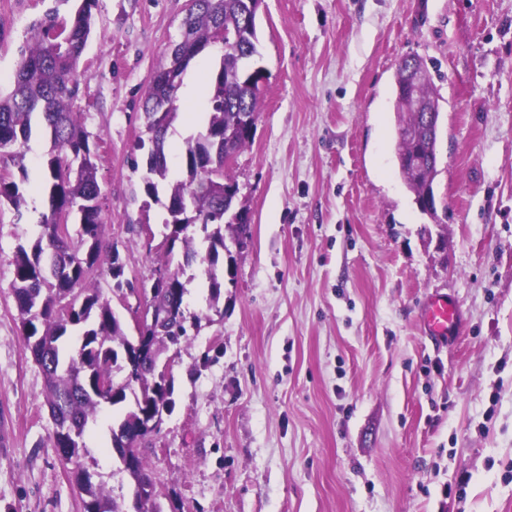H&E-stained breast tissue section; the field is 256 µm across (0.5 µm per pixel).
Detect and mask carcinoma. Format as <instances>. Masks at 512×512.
<instances>
[{
  "instance_id": "1",
  "label": "carcinoma",
  "mask_w": 512,
  "mask_h": 512,
  "mask_svg": "<svg viewBox=\"0 0 512 512\" xmlns=\"http://www.w3.org/2000/svg\"><path fill=\"white\" fill-rule=\"evenodd\" d=\"M98 0H78L74 13L61 17L48 9L32 25L34 43L21 51L13 76V88L0 94V162L9 160L21 172L20 181L0 176V206L21 212L26 205L22 185L27 181L24 154L17 146L31 135L34 115L39 114L50 137L51 149L44 163L48 189V212L42 214L40 232L29 248L21 245L14 256L13 296L23 331L25 347L46 378L45 404L55 429L54 448H67L66 459L78 462L86 451L84 433L96 420L102 405L122 406L133 396V407L112 430V447L130 463L123 467L133 483L150 479L140 445L146 438L142 427L152 412H172L173 386L144 369L147 360L159 357L168 345L187 335L182 309L186 293L182 276L198 262L208 289V305L219 310L224 296V278L218 274L226 236L250 234L249 218L224 223V208H232L238 185L224 166V149L236 154L252 140L243 114H258L261 89L248 84L257 67L256 17L246 19L245 0H196L182 26L187 39L179 65L167 80L151 79L143 101L150 132L139 147L147 149L143 184L150 197H158L167 180L166 143L179 105L178 90L190 63L218 35L224 24L227 45L211 71L210 112L205 128L185 141V175L167 185L171 208L166 226L168 249L165 269L157 270L145 297L148 322L140 336L130 338L116 317L109 300L92 286L104 248L99 200L101 188L94 159L80 161L91 153L89 135L79 113L73 109L80 79L77 64L92 29L93 9ZM62 28V39H48L51 29ZM421 96L430 109L407 111L401 96L395 98L397 112L394 153L399 172L414 195L418 209L437 217L433 182L438 174L437 132L440 107L430 74H425ZM76 213L77 237L59 233L56 214ZM200 226L205 254H200L191 226ZM176 267H171V264ZM107 273L114 287L122 289L125 265L116 248L108 253ZM71 327L82 329L77 357L61 361L62 340ZM134 373L135 379L113 390L99 388L104 378ZM74 480L81 491L83 512H124L123 503L110 497L93 474L78 464Z\"/></svg>"
}]
</instances>
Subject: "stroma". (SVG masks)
<instances>
[{
    "mask_svg": "<svg viewBox=\"0 0 512 512\" xmlns=\"http://www.w3.org/2000/svg\"><path fill=\"white\" fill-rule=\"evenodd\" d=\"M54 0H0V90ZM187 0H98L75 102L101 187L106 246L130 288L93 279L126 334L167 233L143 190L137 143L153 72ZM266 73L253 140L230 164L251 237L209 310L187 269L188 334L165 357L175 407L142 443L160 512H512V0H264ZM218 56L184 76L167 136L172 176L203 130ZM418 58L441 109L436 217L393 159L394 76ZM42 131L24 146L23 216L0 207V512H82L52 443L45 379L12 294L18 246L47 210ZM455 298L459 335H425L427 296ZM104 408L82 463L131 503ZM469 474L459 486L460 474Z\"/></svg>",
    "mask_w": 512,
    "mask_h": 512,
    "instance_id": "1",
    "label": "stroma"
}]
</instances>
